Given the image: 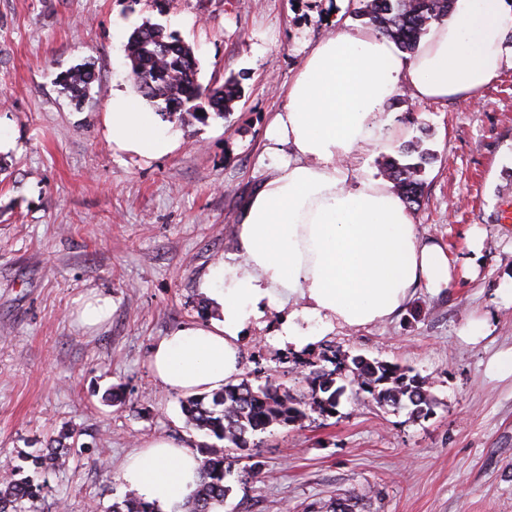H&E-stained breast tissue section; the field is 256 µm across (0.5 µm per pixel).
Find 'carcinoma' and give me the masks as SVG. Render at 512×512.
Instances as JSON below:
<instances>
[{
	"label": "carcinoma",
	"mask_w": 512,
	"mask_h": 512,
	"mask_svg": "<svg viewBox=\"0 0 512 512\" xmlns=\"http://www.w3.org/2000/svg\"><path fill=\"white\" fill-rule=\"evenodd\" d=\"M355 19L389 37L404 53L414 54L431 23L448 16L452 0H359ZM130 76L139 94L156 111L212 112L224 117L243 91L239 79L231 76L216 88L198 81V61L175 34L162 26L145 22L129 36L126 45ZM97 80L94 69L83 64L63 76L65 85L86 94ZM403 160L389 158L386 177L394 183L407 206L419 202L424 188L423 173L429 153L419 143L400 149ZM334 369L310 371L306 377L308 395L292 396L288 389L271 380L257 386L248 381L228 382L207 396H191L182 402L186 426L204 431L227 442V448L244 451L250 437L277 424L297 426L317 411L329 415L336 410L343 388L336 386V376L344 373L350 383L372 395L381 406H405L413 415L428 414L430 398L420 377L397 364L369 361L361 356L351 361L331 360ZM70 448H47L32 459L39 470L68 468ZM224 449L210 448L202 461L200 481L187 499V512H210L215 502H223L231 492L226 477ZM20 468L12 467L0 476V512H39L43 486L29 477H19ZM104 512H156L135 493L112 502Z\"/></svg>",
	"instance_id": "obj_1"
}]
</instances>
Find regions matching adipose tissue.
I'll use <instances>...</instances> for the list:
<instances>
[{
    "mask_svg": "<svg viewBox=\"0 0 512 512\" xmlns=\"http://www.w3.org/2000/svg\"><path fill=\"white\" fill-rule=\"evenodd\" d=\"M511 28L512 0H453L411 56L374 29L347 24L308 48L266 133L269 152L288 151V160L247 200L234 252L200 283L219 317L183 326L151 351L168 390L198 395L236 380L246 326L272 328L275 344L300 351L335 327L392 317L417 289L450 288L444 247L418 236L393 183L374 177L366 160L390 153L404 132L390 110L396 98L474 101L512 69ZM104 124L114 147L141 157L179 146L158 113L121 90ZM200 467L199 454L159 438L127 457L122 481L159 512H184Z\"/></svg>",
    "mask_w": 512,
    "mask_h": 512,
    "instance_id": "adipose-tissue-1",
    "label": "adipose tissue"
}]
</instances>
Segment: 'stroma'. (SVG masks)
I'll return each instance as SVG.
<instances>
[{
  "instance_id": "stroma-1",
  "label": "stroma",
  "mask_w": 512,
  "mask_h": 512,
  "mask_svg": "<svg viewBox=\"0 0 512 512\" xmlns=\"http://www.w3.org/2000/svg\"><path fill=\"white\" fill-rule=\"evenodd\" d=\"M327 0H0V460L31 474L30 455L75 429L69 468L46 475L42 512H95L125 494L126 456L164 436L217 446L186 426L182 397L149 365L173 330L210 321L198 283L233 251L241 209L283 155L266 131L308 44L329 30ZM189 45L202 85L249 75L227 117L173 116L180 145L158 159L112 148L104 114L133 91L126 43L144 21ZM91 64L87 96L61 76ZM433 153L411 214L447 251L454 285L417 290L392 320L336 329L312 350L242 342V378L293 396L326 356L397 363L425 381L428 417L380 406L345 385L334 415L256 434L232 460L224 512H321L352 494L355 512H512V376L490 362L512 350V69L478 102L391 106ZM112 299V317L79 327L80 300ZM473 318L489 325L472 344ZM263 473L248 474L250 460Z\"/></svg>"
}]
</instances>
